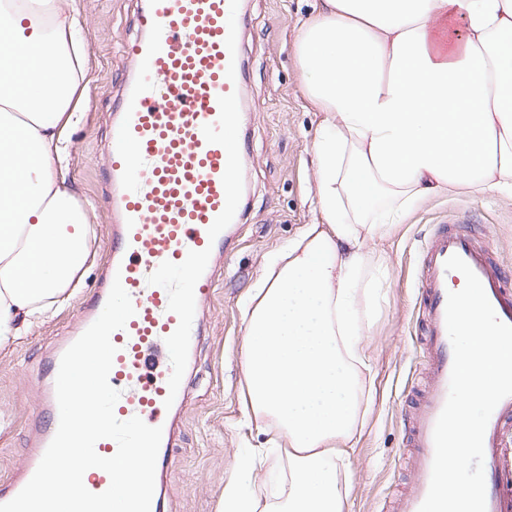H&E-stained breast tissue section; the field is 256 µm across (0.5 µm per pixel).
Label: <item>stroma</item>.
Segmentation results:
<instances>
[{"label": "stroma", "mask_w": 512, "mask_h": 512, "mask_svg": "<svg viewBox=\"0 0 512 512\" xmlns=\"http://www.w3.org/2000/svg\"><path fill=\"white\" fill-rule=\"evenodd\" d=\"M314 0H241L243 43L242 168L244 216L233 249L218 263L215 291L204 304V333L189 359L191 383L179 409L163 512H220L224 482L238 453L262 449L248 486L264 512L285 499L288 451H264L266 435L249 422L242 397L244 324L241 308L268 260L287 249L316 214L313 143L321 119L304 95L295 57L299 26ZM85 20L87 110L68 134L63 185L88 210L91 251L76 288L47 320L0 349V482L26 459L29 420L38 405L33 377L45 368L43 348L79 323V299L93 291L107 262L110 215L101 200L108 171L102 150L109 114L128 61L123 45L136 36L135 0H76ZM459 212L479 244L512 272V197L457 191L430 199L387 238L370 246L383 298L376 307L362 376L360 435L348 465L338 466L347 512H390L411 481L405 465L403 418L419 394L425 358L419 340L418 274L422 248L441 220Z\"/></svg>", "instance_id": "35a3bbf8"}]
</instances>
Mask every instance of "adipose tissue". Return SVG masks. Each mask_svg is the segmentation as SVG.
Returning <instances> with one entry per match:
<instances>
[{
    "label": "adipose tissue",
    "mask_w": 512,
    "mask_h": 512,
    "mask_svg": "<svg viewBox=\"0 0 512 512\" xmlns=\"http://www.w3.org/2000/svg\"><path fill=\"white\" fill-rule=\"evenodd\" d=\"M77 25L73 0H0V348L55 310L90 252L54 174L80 120ZM295 53L323 114L318 217L243 304L244 378L289 450L283 512H344L336 458L382 288L366 247L432 197L512 195V0H320Z\"/></svg>",
    "instance_id": "obj_1"
}]
</instances>
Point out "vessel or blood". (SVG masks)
<instances>
[{"mask_svg": "<svg viewBox=\"0 0 512 512\" xmlns=\"http://www.w3.org/2000/svg\"><path fill=\"white\" fill-rule=\"evenodd\" d=\"M240 0H140L138 33L123 47L132 66L104 148L110 166L105 208L112 214L109 259L96 291L82 304L78 332L98 318L114 280L135 314L114 331L109 374L121 396L119 420L140 417L161 427L157 469L169 463L173 410L186 389V362L202 303L215 280L213 260L234 239L242 201L245 156L241 122ZM459 255L480 279L498 318L512 324V287L488 247L469 233L437 229L421 255V337L428 384L404 419L412 448L411 487L394 512H418L430 485L433 431L449 390L453 362L445 312L447 294L463 276L445 268ZM69 341L53 345L37 384L39 437L22 471L0 484V504L35 473L59 424L55 381ZM166 357L157 360V349ZM512 396L491 415L484 437L487 512H512Z\"/></svg>", "mask_w": 512, "mask_h": 512, "instance_id": "b4317fda", "label": "vessel or blood"}]
</instances>
